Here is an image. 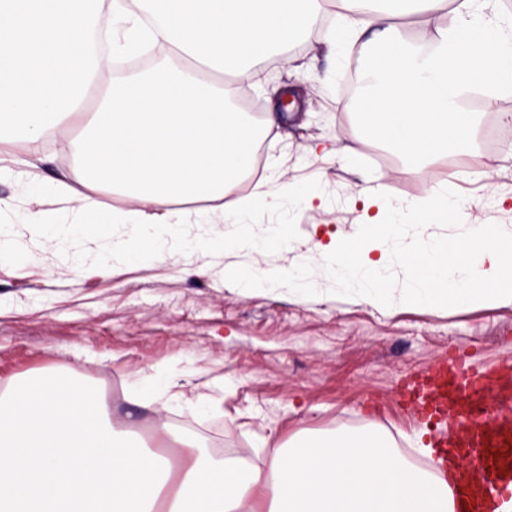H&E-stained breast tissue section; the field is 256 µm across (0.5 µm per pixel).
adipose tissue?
Masks as SVG:
<instances>
[{"instance_id":"adipose-tissue-1","label":"adipose tissue","mask_w":512,"mask_h":512,"mask_svg":"<svg viewBox=\"0 0 512 512\" xmlns=\"http://www.w3.org/2000/svg\"><path fill=\"white\" fill-rule=\"evenodd\" d=\"M0 0V144H24L78 114L83 89L105 82L108 59L89 58V12L131 23L124 48L165 45L155 67L106 88L85 121L72 181L54 195L85 232L105 235L101 185L143 224H165L172 204L210 201L214 225L237 224L282 191L235 195L254 165L257 127L234 100L251 78L244 64L286 51L328 7L349 30L368 32L358 127L416 164L432 186L407 208L430 224H457L462 200L433 181V166L470 144L478 118L467 102L512 84V32L479 17L476 0ZM415 21L417 38L396 26ZM242 67L231 82L227 62ZM361 234H332L314 250L327 272L381 303L399 269L404 304L512 306V226L467 224L452 237L401 241L402 224L379 190L357 195ZM90 387L45 373L0 393V512H455L447 474L416 466L373 428L310 434L273 448L264 466L214 459L180 440V460L110 423Z\"/></svg>"}]
</instances>
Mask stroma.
<instances>
[{
  "mask_svg": "<svg viewBox=\"0 0 512 512\" xmlns=\"http://www.w3.org/2000/svg\"><path fill=\"white\" fill-rule=\"evenodd\" d=\"M344 23L328 11L323 27L311 28L285 57L253 62L255 77L236 100L238 108L252 104L264 113L289 88L300 102L260 135L261 155L238 190L318 180L327 204L300 207L296 225L304 240L357 233L362 211L351 200L363 187L380 188L395 203L430 189L421 175L404 173L396 151L379 150L355 126L344 88L359 60L358 41L334 52L322 41L323 28ZM469 106L481 115L478 140L439 161L435 177L464 197L460 223L512 225V213L481 189L486 174L497 195L512 196V124L499 119L512 113V85L500 90L497 111H483L478 96ZM79 131L72 122L1 150L8 173L0 177V208L21 219L58 213L51 187L68 178ZM375 153L383 167L370 163ZM15 236L29 257L17 266L0 263V384L65 372L96 388L119 420L129 409L125 395L140 384L169 389L178 396L163 414L172 430L221 460L260 465L268 449L302 432L372 426L414 464L431 468V457L413 451L423 424L401 396L403 380L442 357L476 367L512 358L511 306H406L397 274L384 302L373 306L291 245L274 254L172 251L163 263L81 268L21 221ZM302 263L308 289L288 278ZM229 266H258L273 278L240 288L226 278Z\"/></svg>",
  "mask_w": 512,
  "mask_h": 512,
  "instance_id": "obj_1",
  "label": "stroma"
}]
</instances>
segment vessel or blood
Returning a JSON list of instances; mask_svg holds the SVG:
<instances>
[{
    "instance_id": "obj_1",
    "label": "vessel or blood",
    "mask_w": 512,
    "mask_h": 512,
    "mask_svg": "<svg viewBox=\"0 0 512 512\" xmlns=\"http://www.w3.org/2000/svg\"><path fill=\"white\" fill-rule=\"evenodd\" d=\"M420 400V416L434 420V445L441 459L467 457L477 471L474 484L453 482L464 512H498L512 497V391L498 384L497 373L465 367L451 358L434 363L423 381L407 384ZM456 429L447 432V419Z\"/></svg>"
}]
</instances>
